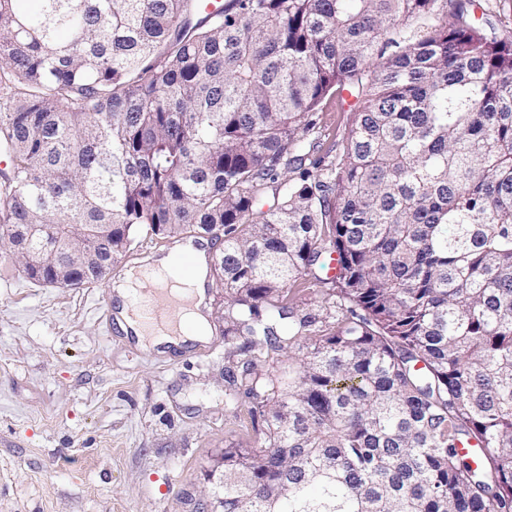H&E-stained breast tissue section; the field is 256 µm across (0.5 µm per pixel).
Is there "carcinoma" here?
I'll list each match as a JSON object with an SVG mask.
<instances>
[{
	"mask_svg": "<svg viewBox=\"0 0 512 512\" xmlns=\"http://www.w3.org/2000/svg\"><path fill=\"white\" fill-rule=\"evenodd\" d=\"M474 6L0 0V249L54 285L75 234L220 232L224 339L299 351L227 369L266 431L223 512H512V31ZM318 128L313 137L317 142L316 155L334 160L346 145L351 127L352 116L343 110L335 99H330L318 112Z\"/></svg>",
	"mask_w": 512,
	"mask_h": 512,
	"instance_id": "carcinoma-1",
	"label": "carcinoma"
}]
</instances>
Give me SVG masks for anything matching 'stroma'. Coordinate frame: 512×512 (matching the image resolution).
Returning <instances> with one entry per match:
<instances>
[{"instance_id": "stroma-1", "label": "stroma", "mask_w": 512, "mask_h": 512, "mask_svg": "<svg viewBox=\"0 0 512 512\" xmlns=\"http://www.w3.org/2000/svg\"><path fill=\"white\" fill-rule=\"evenodd\" d=\"M352 116L336 100L318 114L316 153L342 152ZM105 284L30 281L0 255V512H196L228 446L264 438L224 369V290L209 295L212 336L180 357L110 336Z\"/></svg>"}]
</instances>
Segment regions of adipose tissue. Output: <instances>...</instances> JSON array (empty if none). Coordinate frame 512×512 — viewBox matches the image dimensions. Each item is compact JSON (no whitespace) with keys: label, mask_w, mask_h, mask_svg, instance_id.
<instances>
[{"label":"adipose tissue","mask_w":512,"mask_h":512,"mask_svg":"<svg viewBox=\"0 0 512 512\" xmlns=\"http://www.w3.org/2000/svg\"><path fill=\"white\" fill-rule=\"evenodd\" d=\"M195 266L191 273H184L168 256L147 258L142 273L126 271L112 283L117 301V315L125 331L133 333L137 343L146 349L162 345L175 347L201 343L209 337V324L201 310L205 301L204 283L208 267V251L194 249ZM152 276L171 285L172 295L181 301V314L177 322L161 325L145 322L134 296L141 276Z\"/></svg>","instance_id":"adipose-tissue-1"}]
</instances>
